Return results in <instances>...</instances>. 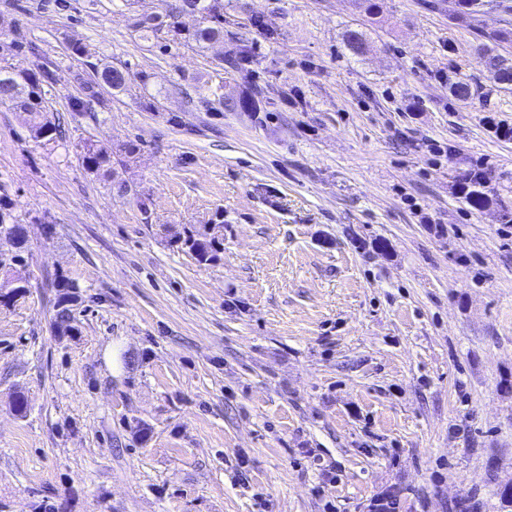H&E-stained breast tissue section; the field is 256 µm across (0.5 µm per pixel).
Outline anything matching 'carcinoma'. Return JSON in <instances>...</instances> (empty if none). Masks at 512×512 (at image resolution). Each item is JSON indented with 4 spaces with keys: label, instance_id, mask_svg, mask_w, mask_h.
I'll list each match as a JSON object with an SVG mask.
<instances>
[{
    "label": "carcinoma",
    "instance_id": "carcinoma-1",
    "mask_svg": "<svg viewBox=\"0 0 512 512\" xmlns=\"http://www.w3.org/2000/svg\"><path fill=\"white\" fill-rule=\"evenodd\" d=\"M221 0H177L172 7V16L184 13L201 15L202 21L187 36L198 43H215L224 40V19L220 12ZM483 0H455V8L449 11V17L456 21H467L480 11ZM508 33L499 32L490 34L487 39L493 45H484L483 55L489 70L493 71L494 79L502 85L512 84V57L499 53L495 42L504 40ZM345 43L351 54L360 56L364 54L366 41L363 34L356 30H349L345 35ZM30 48L24 37L12 33L10 40L0 35V50L9 53H20ZM49 78V72L41 70L16 73L5 66L0 67V101H10L11 109L23 112L29 117L30 129L35 138L51 141L57 132V127L47 115L44 114L43 101L46 95L43 80ZM102 80L112 88H121L127 80V73L123 70L107 67L101 73ZM82 164L86 169L109 174L111 153L102 146L88 144L81 155ZM467 183L465 197L475 208H481L488 201V192L492 190L490 181L484 175H469L465 178ZM23 224L11 217L7 212V202L0 198V233H7L19 249L26 248V237L22 233ZM181 247L191 253L200 265H212L221 259L224 251L223 239L211 234L209 229L189 231L180 240ZM57 287L63 289V296L57 302V313L54 328L65 327L71 329L73 320L71 305L77 299V284L63 278Z\"/></svg>",
    "mask_w": 512,
    "mask_h": 512
}]
</instances>
